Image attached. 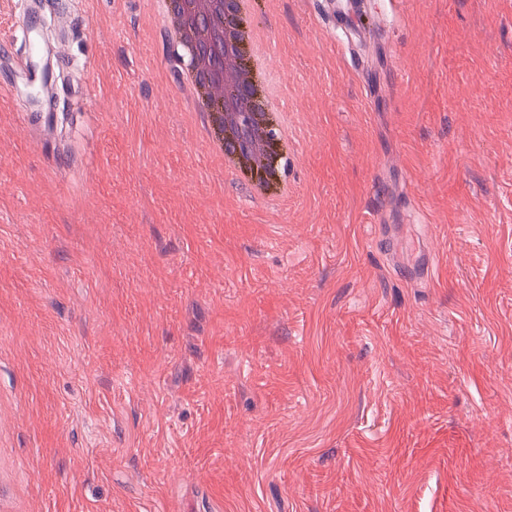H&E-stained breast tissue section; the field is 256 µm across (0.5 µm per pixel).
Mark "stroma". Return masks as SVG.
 Returning <instances> with one entry per match:
<instances>
[{"instance_id": "1", "label": "stroma", "mask_w": 512, "mask_h": 512, "mask_svg": "<svg viewBox=\"0 0 512 512\" xmlns=\"http://www.w3.org/2000/svg\"><path fill=\"white\" fill-rule=\"evenodd\" d=\"M254 0L293 197L206 143L158 0L0 51V512H512V0L346 51Z\"/></svg>"}]
</instances>
